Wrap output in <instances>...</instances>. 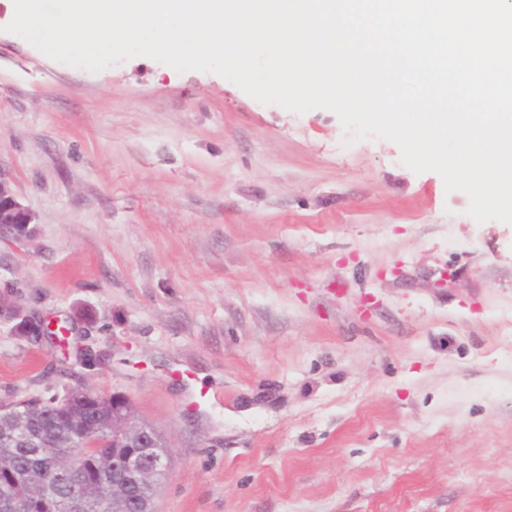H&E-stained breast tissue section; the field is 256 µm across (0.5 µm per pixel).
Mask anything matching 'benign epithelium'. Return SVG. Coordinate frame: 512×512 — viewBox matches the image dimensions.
<instances>
[{
  "mask_svg": "<svg viewBox=\"0 0 512 512\" xmlns=\"http://www.w3.org/2000/svg\"><path fill=\"white\" fill-rule=\"evenodd\" d=\"M34 215L16 198L10 184L0 178V230H9L16 237L31 234L30 224ZM0 321L12 324L15 334L29 335L34 339L44 335L46 323L38 322L37 317L29 313L12 298V294H0ZM12 434L16 438L29 437V413L15 411L10 418ZM150 431L137 418L123 409L112 413V418L104 423H96L76 440L69 436L54 439V465L49 470L17 469L15 461L9 456H0V474L12 479L13 495L0 503L3 512H32L33 499L40 498V508L50 512L53 505L46 501V492L55 477L66 476L74 484V492L69 495L66 504L68 512H87L89 502L84 495V483L87 481V467L93 468L92 482L96 484L97 505L106 512H135L131 501L127 500L123 488L128 486L127 479L136 483L153 482L157 469L169 464L167 459L147 457V438ZM112 445V453L97 454L93 464L87 463L85 454L76 451L78 447L103 448Z\"/></svg>",
  "mask_w": 512,
  "mask_h": 512,
  "instance_id": "1",
  "label": "benign epithelium"
}]
</instances>
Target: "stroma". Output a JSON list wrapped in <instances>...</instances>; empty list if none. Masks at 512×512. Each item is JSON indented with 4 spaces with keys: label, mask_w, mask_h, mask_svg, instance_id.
Returning a JSON list of instances; mask_svg holds the SVG:
<instances>
[{
    "label": "stroma",
    "mask_w": 512,
    "mask_h": 512,
    "mask_svg": "<svg viewBox=\"0 0 512 512\" xmlns=\"http://www.w3.org/2000/svg\"><path fill=\"white\" fill-rule=\"evenodd\" d=\"M0 402L85 385L172 445L155 512H512V224L325 109L6 32ZM34 215L16 198L10 184L0 175V230L11 231L17 238L31 234L30 224L34 223ZM38 317L29 313L23 306L12 298V294L8 291L0 294V321L13 323L12 330L19 336L32 337L40 339L44 336L46 323L38 322ZM34 324L35 330L29 334H25L26 330L30 329V325Z\"/></svg>",
    "instance_id": "obj_1"
}]
</instances>
